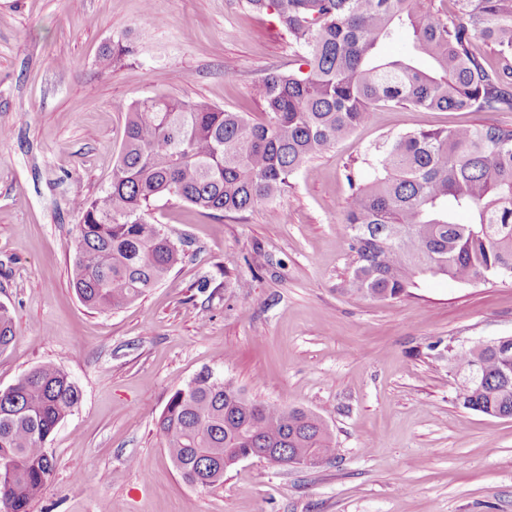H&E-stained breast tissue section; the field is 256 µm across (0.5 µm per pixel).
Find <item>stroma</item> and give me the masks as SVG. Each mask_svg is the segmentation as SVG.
<instances>
[{
    "label": "stroma",
    "mask_w": 512,
    "mask_h": 512,
    "mask_svg": "<svg viewBox=\"0 0 512 512\" xmlns=\"http://www.w3.org/2000/svg\"><path fill=\"white\" fill-rule=\"evenodd\" d=\"M123 39L135 55L104 65ZM295 63L288 37L240 0H0V304L17 336L0 388L54 364L82 401L48 443L56 471L29 512H512V418L455 402L449 347L512 336V278L422 279L408 296L347 293L345 166L413 129L512 112L386 108L319 154L278 200L206 215L173 198L152 219L183 263L123 309L84 306L70 281L76 201L108 187L133 101L157 94L262 119L258 86ZM212 369L248 398L301 408L337 458L280 471L256 459L185 484L156 422Z\"/></svg>",
    "instance_id": "35a3bbf8"
}]
</instances>
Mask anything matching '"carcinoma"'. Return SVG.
<instances>
[{
	"label": "carcinoma",
	"instance_id": "cac0c4a2",
	"mask_svg": "<svg viewBox=\"0 0 512 512\" xmlns=\"http://www.w3.org/2000/svg\"><path fill=\"white\" fill-rule=\"evenodd\" d=\"M454 4L442 15L435 0H242L246 11L278 23L298 67L262 79L259 121L168 95L130 104L109 187L77 205L71 280L80 302L124 308L182 264L183 250L150 217L161 198L225 215L271 203L309 159L383 107L512 112V0ZM404 23L435 71L411 56L379 55ZM132 54L119 40L102 59ZM344 178L351 291L393 301L420 278L469 284L512 276V127L409 131L378 150L369 179L353 167ZM461 212L468 223L457 222ZM15 338L12 314L0 305V350ZM448 373L463 407L512 418V342L450 347ZM80 401V389L52 364L0 389V512H28L41 494L55 469L47 442ZM158 430L183 481L203 489L224 483L234 448L265 449L275 469L338 455L321 417L251 400L210 369L171 395Z\"/></svg>",
	"mask_w": 512,
	"mask_h": 512
}]
</instances>
